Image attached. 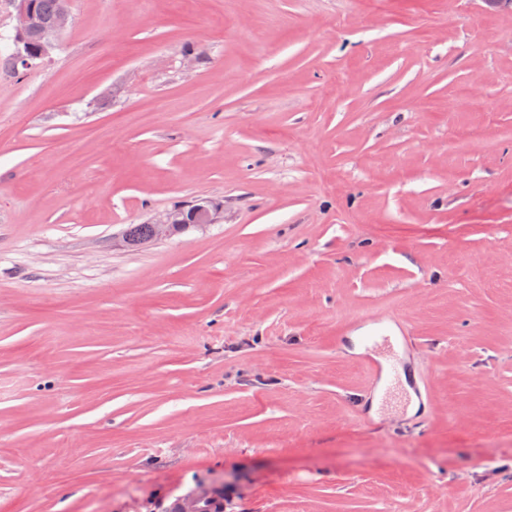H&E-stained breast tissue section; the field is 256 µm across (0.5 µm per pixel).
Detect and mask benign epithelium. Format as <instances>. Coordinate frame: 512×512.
Returning <instances> with one entry per match:
<instances>
[{
  "label": "benign epithelium",
  "instance_id": "obj_1",
  "mask_svg": "<svg viewBox=\"0 0 512 512\" xmlns=\"http://www.w3.org/2000/svg\"><path fill=\"white\" fill-rule=\"evenodd\" d=\"M14 9V69H28L47 57L62 32L70 25L71 0H61L54 22L39 23L35 0H12ZM221 207L207 198H197L186 205L167 210L149 221L153 239H162L191 227L212 224Z\"/></svg>",
  "mask_w": 512,
  "mask_h": 512
}]
</instances>
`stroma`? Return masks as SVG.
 <instances>
[{
	"instance_id": "obj_1",
	"label": "stroma",
	"mask_w": 512,
	"mask_h": 512,
	"mask_svg": "<svg viewBox=\"0 0 512 512\" xmlns=\"http://www.w3.org/2000/svg\"><path fill=\"white\" fill-rule=\"evenodd\" d=\"M197 197L216 223L124 244ZM388 313L423 426L342 334ZM201 490L512 512V5L73 0L0 65V512Z\"/></svg>"
}]
</instances>
